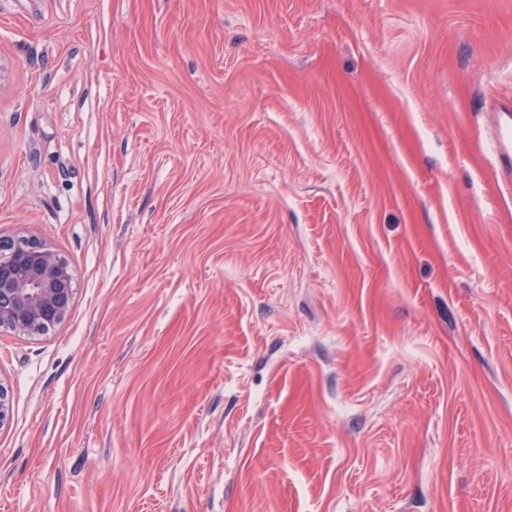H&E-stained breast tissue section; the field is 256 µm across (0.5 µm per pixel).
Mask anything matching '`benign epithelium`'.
I'll list each match as a JSON object with an SVG mask.
<instances>
[{
	"label": "benign epithelium",
	"mask_w": 512,
	"mask_h": 512,
	"mask_svg": "<svg viewBox=\"0 0 512 512\" xmlns=\"http://www.w3.org/2000/svg\"><path fill=\"white\" fill-rule=\"evenodd\" d=\"M73 298L64 258L36 240L0 237V327L42 334L66 319Z\"/></svg>",
	"instance_id": "obj_1"
}]
</instances>
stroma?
Wrapping results in <instances>:
<instances>
[{
    "label": "stroma",
    "instance_id": "obj_1",
    "mask_svg": "<svg viewBox=\"0 0 512 512\" xmlns=\"http://www.w3.org/2000/svg\"><path fill=\"white\" fill-rule=\"evenodd\" d=\"M512 0H0V512H512ZM73 298L64 258L36 240L0 237V327L42 334L66 319Z\"/></svg>",
    "mask_w": 512,
    "mask_h": 512
}]
</instances>
